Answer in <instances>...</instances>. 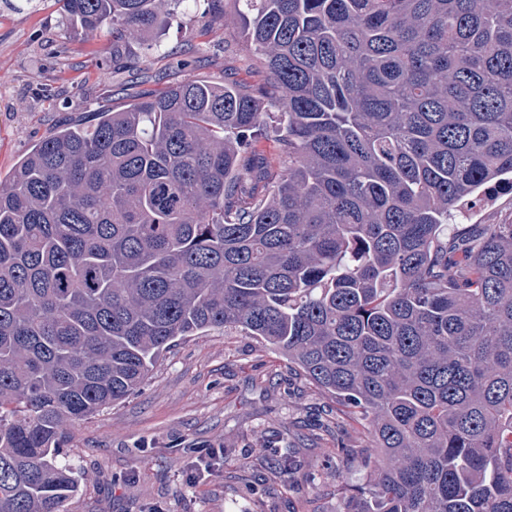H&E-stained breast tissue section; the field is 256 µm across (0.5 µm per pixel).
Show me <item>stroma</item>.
Segmentation results:
<instances>
[{
    "mask_svg": "<svg viewBox=\"0 0 512 512\" xmlns=\"http://www.w3.org/2000/svg\"><path fill=\"white\" fill-rule=\"evenodd\" d=\"M232 0H198L136 55L112 58V30L64 28L57 0H0V176L68 119L92 120L186 79L262 86ZM148 63H139L141 55ZM512 219V185H489L463 224ZM361 425L275 349L220 328L178 342L142 388L69 426L82 473L68 512H338L361 479L338 447ZM289 456L311 483L259 468Z\"/></svg>",
    "mask_w": 512,
    "mask_h": 512,
    "instance_id": "stroma-1",
    "label": "stroma"
}]
</instances>
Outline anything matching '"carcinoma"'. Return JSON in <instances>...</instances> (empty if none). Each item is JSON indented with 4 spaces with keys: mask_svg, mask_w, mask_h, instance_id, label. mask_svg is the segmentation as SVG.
<instances>
[{
    "mask_svg": "<svg viewBox=\"0 0 512 512\" xmlns=\"http://www.w3.org/2000/svg\"><path fill=\"white\" fill-rule=\"evenodd\" d=\"M186 0H63L112 53ZM268 84L186 80L0 178V512H67L66 426L206 328L365 421L341 512H512V0H235ZM276 124L275 157L256 151ZM512 219V189L508 183L491 184L483 195L482 202L467 215V219L452 218L448 224H458L459 227L475 228V224H500L506 219Z\"/></svg>",
    "mask_w": 512,
    "mask_h": 512,
    "instance_id": "carcinoma-1",
    "label": "carcinoma"
}]
</instances>
